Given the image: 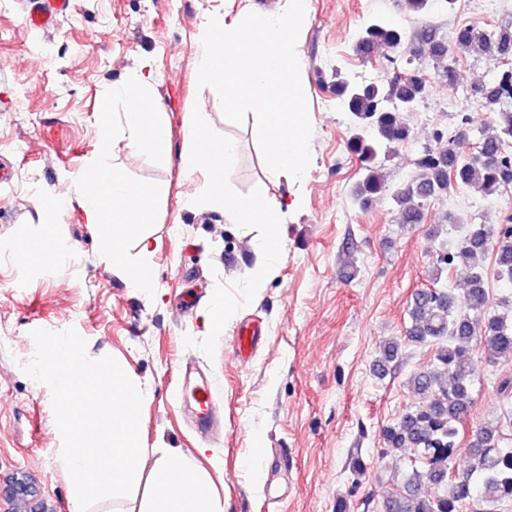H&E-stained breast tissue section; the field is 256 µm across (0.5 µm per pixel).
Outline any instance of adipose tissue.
<instances>
[{
    "label": "adipose tissue",
    "instance_id": "obj_1",
    "mask_svg": "<svg viewBox=\"0 0 512 512\" xmlns=\"http://www.w3.org/2000/svg\"><path fill=\"white\" fill-rule=\"evenodd\" d=\"M153 78L149 61H142L123 89L124 103H140L141 109L135 112L127 108L118 130L103 133L101 156L90 166V171L100 174L101 186L90 184L87 173H77L73 179L83 194L82 211L86 223L112 231L106 241V250L112 258L113 272L128 287L149 295L156 289L155 272L151 267L129 263L124 256L123 243L134 233L136 226L145 223L159 191L131 182L119 160V152L147 149L159 160L168 158L167 128L149 94ZM188 139L191 147L183 152L182 164L186 171L207 177L206 191L195 198V205L222 207L230 224H262L267 228L255 242L262 262L247 277L248 288L259 289L277 271L283 256L280 227L290 208L300 206L302 200L271 197L260 191L246 197L228 193L224 188V175L238 163L237 144L229 138L214 139L206 113L193 114L188 125Z\"/></svg>",
    "mask_w": 512,
    "mask_h": 512
}]
</instances>
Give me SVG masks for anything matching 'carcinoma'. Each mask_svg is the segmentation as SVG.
Masks as SVG:
<instances>
[{"mask_svg":"<svg viewBox=\"0 0 512 512\" xmlns=\"http://www.w3.org/2000/svg\"><path fill=\"white\" fill-rule=\"evenodd\" d=\"M400 30L383 19H372L358 35L353 51L370 61L380 50L401 45ZM419 43L427 46L429 58L440 68V76L452 83L456 70L448 65V52L461 57L473 54L493 64V75L473 88L481 107L489 114L488 126L479 131L470 146L473 129L470 118L462 117L456 130L438 129L434 150L426 148L417 160L419 173L404 187L390 190L381 172L380 157L395 144L410 138L402 113L413 110L427 94V79L419 67L405 62L385 84H352L336 74L333 86L343 109L353 118L349 150L361 162L362 178L352 194L366 209L387 198L399 207L404 224L421 222L428 201L466 187L487 198L512 185V24L488 27L479 23L456 27L450 46L444 47L435 33L424 30ZM495 254L499 278L512 284V222L492 229L472 224L451 250L436 252L434 282L454 268L465 288L457 295L450 289L426 288L415 293L410 309L411 325L405 339L435 347L427 368L414 372L409 380L420 402L399 421L383 429L384 452L420 451L421 465L412 467L403 490L387 497L385 512H495L512 503V448L502 445L496 426L482 425L475 431L467 453L468 469L450 472V460L457 451L458 424L468 415L475 382L469 346L481 350L495 365L512 360V294L489 309L484 273L479 260ZM400 342H386L376 366L384 372L398 358Z\"/></svg>","mask_w":512,"mask_h":512,"instance_id":"obj_1","label":"carcinoma"}]
</instances>
